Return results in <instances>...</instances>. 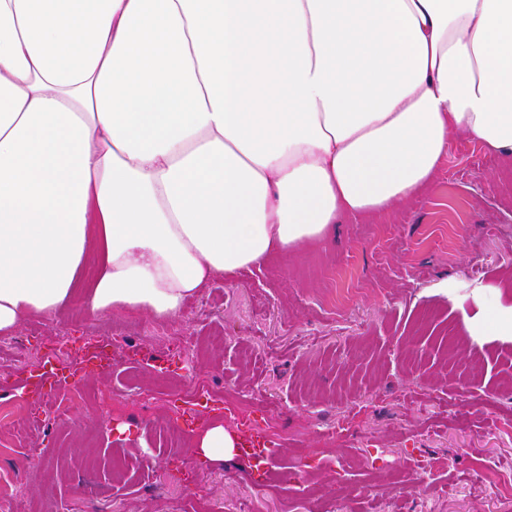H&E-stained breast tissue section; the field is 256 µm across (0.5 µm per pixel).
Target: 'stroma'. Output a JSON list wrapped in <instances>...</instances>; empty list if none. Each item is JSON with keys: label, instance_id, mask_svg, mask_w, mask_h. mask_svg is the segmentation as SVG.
Listing matches in <instances>:
<instances>
[{"label": "stroma", "instance_id": "obj_1", "mask_svg": "<svg viewBox=\"0 0 512 512\" xmlns=\"http://www.w3.org/2000/svg\"><path fill=\"white\" fill-rule=\"evenodd\" d=\"M511 310L512 160L460 136L413 200L212 281L181 317L75 304L0 337L13 512H512ZM107 330L111 366L31 419L18 382ZM193 382L279 443L262 478L195 460Z\"/></svg>", "mask_w": 512, "mask_h": 512}]
</instances>
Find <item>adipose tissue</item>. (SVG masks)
Returning a JSON list of instances; mask_svg holds the SVG:
<instances>
[{"label":"adipose tissue","instance_id":"1","mask_svg":"<svg viewBox=\"0 0 512 512\" xmlns=\"http://www.w3.org/2000/svg\"><path fill=\"white\" fill-rule=\"evenodd\" d=\"M457 134L512 158V0H0V335L177 317L412 199Z\"/></svg>","mask_w":512,"mask_h":512}]
</instances>
